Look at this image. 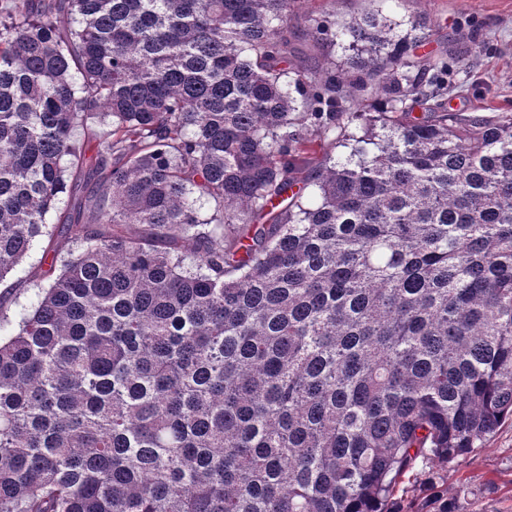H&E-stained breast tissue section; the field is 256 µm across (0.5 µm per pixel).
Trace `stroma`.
I'll use <instances>...</instances> for the list:
<instances>
[{"instance_id": "obj_1", "label": "stroma", "mask_w": 512, "mask_h": 512, "mask_svg": "<svg viewBox=\"0 0 512 512\" xmlns=\"http://www.w3.org/2000/svg\"><path fill=\"white\" fill-rule=\"evenodd\" d=\"M368 6V0H303L293 23L305 27L312 16L341 23ZM390 14L425 22L428 37L417 53L445 55L449 109L512 112V0H401ZM40 257V250H33L11 285H0V316L15 319L34 301L25 277L39 272ZM433 471L443 491L473 492V512H512V421L502 423L464 459L435 464ZM430 472L416 467L401 477L391 501L396 512H423L431 494Z\"/></svg>"}]
</instances>
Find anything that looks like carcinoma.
Listing matches in <instances>:
<instances>
[{
    "label": "carcinoma",
    "instance_id": "cac0c4a2",
    "mask_svg": "<svg viewBox=\"0 0 512 512\" xmlns=\"http://www.w3.org/2000/svg\"><path fill=\"white\" fill-rule=\"evenodd\" d=\"M297 2L0 0V512H395L512 418V113ZM41 251L36 247L23 263L21 269L11 276L7 284L14 282V288H6V283L0 285V316L15 322L16 313L22 306H28L35 300V290L23 282L28 273L40 274L39 260ZM431 485L427 470L415 467L405 473L399 480L391 501L392 509L404 511H429L425 502L430 498Z\"/></svg>",
    "mask_w": 512,
    "mask_h": 512
}]
</instances>
